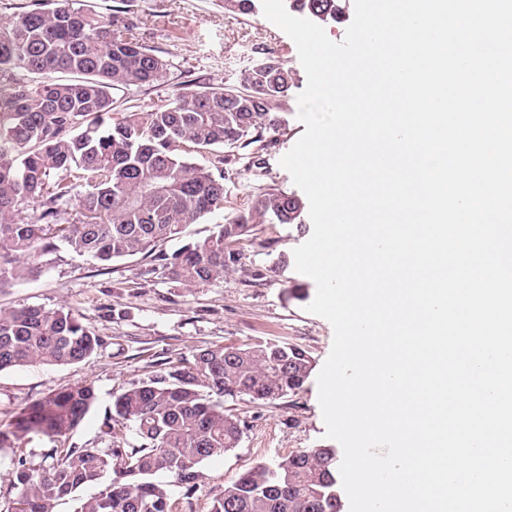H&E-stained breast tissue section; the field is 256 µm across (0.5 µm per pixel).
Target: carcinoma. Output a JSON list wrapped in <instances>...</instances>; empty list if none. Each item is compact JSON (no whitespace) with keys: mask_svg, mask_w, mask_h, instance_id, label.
<instances>
[{"mask_svg":"<svg viewBox=\"0 0 512 512\" xmlns=\"http://www.w3.org/2000/svg\"><path fill=\"white\" fill-rule=\"evenodd\" d=\"M260 0H224V10L257 14ZM316 21L336 22L339 0H290ZM169 64L117 16L77 0H52L0 22V288L34 272L39 249L65 246L101 267L150 257L151 273L183 288L224 280L242 264L240 244L268 217L304 222L301 198L261 189L202 240L160 250L185 228L222 209L224 154L265 149V134L283 131L281 108L293 72L266 54L238 83L196 89L174 101L131 110L114 97L130 86L167 82ZM209 154V164L194 161ZM84 188L72 204L75 188ZM40 208L36 220L24 206ZM102 339L72 310L0 309V372L60 366L97 354ZM153 370L113 396L100 427L103 447L55 446L41 462L20 441L51 439L79 428L96 401L92 383L69 384L0 424V451L13 456L17 490L6 512H176L174 489L189 499L203 463L239 446L245 421L214 395L271 404L301 391L313 369L306 349L275 339L203 346L189 358L152 362ZM132 430L128 440L126 430ZM112 479L99 485L102 475ZM99 485L89 497L78 496ZM209 512H340L335 453L307 448L260 463L218 487Z\"/></svg>","mask_w":512,"mask_h":512,"instance_id":"carcinoma-1","label":"carcinoma"}]
</instances>
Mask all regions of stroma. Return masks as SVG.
Returning a JSON list of instances; mask_svg holds the SVG:
<instances>
[{
    "mask_svg": "<svg viewBox=\"0 0 512 512\" xmlns=\"http://www.w3.org/2000/svg\"><path fill=\"white\" fill-rule=\"evenodd\" d=\"M105 16L122 11L147 47L169 65L166 83L131 86L120 91L129 103L173 99L180 83L217 86L235 81L255 58L257 49L280 56L295 74L285 99L288 125L273 136L254 165L228 159L224 166L227 194L224 209L188 225L186 238L207 237L237 210L253 205L267 185L297 193L290 174L280 166L305 130L298 117L297 96L307 83L293 40L264 14L243 17L226 13L223 0H83ZM312 234L311 224L257 225L243 242L244 265L223 281L192 290L150 274V259L136 257L100 270L90 258L66 248L37 251V274L0 290V308L66 307L103 339L88 361L67 366L30 365L0 373V422L48 393L74 382H93L97 400L83 424L67 436L76 447L99 445L98 427L112 398L128 383L143 377L152 354L191 357L203 345H223L255 338L282 340L307 349L315 368H322L333 341L324 318L308 313L305 302L286 296L300 284L316 285L294 267L273 272L279 254H292ZM245 422L242 442L224 455L205 461L203 478L181 512H208L218 486L260 463L304 448H331L318 401L316 377L304 388L272 404L233 402Z\"/></svg>",
    "mask_w": 512,
    "mask_h": 512,
    "instance_id": "1",
    "label": "stroma"
}]
</instances>
